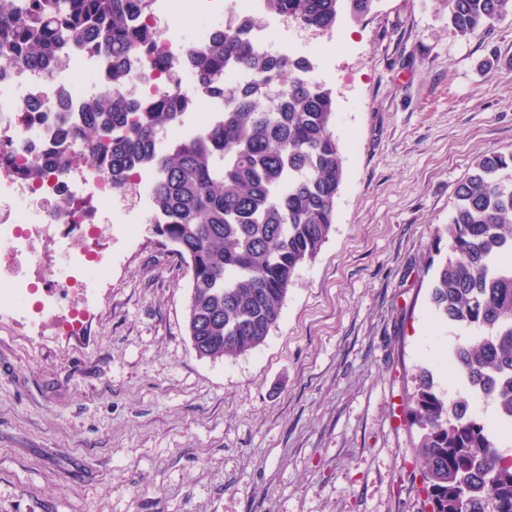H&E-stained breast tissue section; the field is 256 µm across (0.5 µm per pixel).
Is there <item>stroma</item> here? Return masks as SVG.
<instances>
[{
	"label": "stroma",
	"instance_id": "35a3bbf8",
	"mask_svg": "<svg viewBox=\"0 0 512 512\" xmlns=\"http://www.w3.org/2000/svg\"><path fill=\"white\" fill-rule=\"evenodd\" d=\"M296 50L333 91L345 174L276 327L199 358L152 225L113 226L85 296L56 288L50 228L27 310L0 318V512H425L404 403L461 334L429 314L436 231L477 156L512 151V16L465 38L432 0H378Z\"/></svg>",
	"mask_w": 512,
	"mask_h": 512
}]
</instances>
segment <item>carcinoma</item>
<instances>
[{
    "instance_id": "1",
    "label": "carcinoma",
    "mask_w": 512,
    "mask_h": 512,
    "mask_svg": "<svg viewBox=\"0 0 512 512\" xmlns=\"http://www.w3.org/2000/svg\"><path fill=\"white\" fill-rule=\"evenodd\" d=\"M266 11L325 33L345 16L359 21L376 0H265ZM460 36L512 14V0H433ZM151 0H0V61L17 68L58 64L70 49L103 56L112 90L66 112L56 150L21 163L32 179L53 169L69 144L106 172L112 187L140 170L153 173L155 232L175 247L190 274L186 329L201 358H236L261 346L277 325L296 269L327 239L344 178L332 131L331 88L308 74L305 57L273 56L251 37L253 18L228 16L212 42L193 51L202 94L224 104L209 129L155 147L164 128L182 121L190 99L169 90L144 104L123 94L128 59L154 49L141 22ZM233 72L251 79L231 84ZM275 86L285 93L274 95ZM448 255L429 303L434 316L466 330L448 370L471 394L496 405L481 417L466 400L450 401L431 371L419 370L407 401L419 431L415 455L431 512H512V152H487L458 184L448 224Z\"/></svg>"
}]
</instances>
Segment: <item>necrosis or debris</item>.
Listing matches in <instances>:
<instances>
[{"mask_svg": "<svg viewBox=\"0 0 512 512\" xmlns=\"http://www.w3.org/2000/svg\"><path fill=\"white\" fill-rule=\"evenodd\" d=\"M260 0H154L146 19L157 51L163 53L180 75L182 92H190L194 79L192 45L211 42L215 28L210 20L229 12L249 15ZM186 17L196 25L193 43L171 34L174 19ZM81 70L85 84L98 91L109 90L112 76L101 60H90L80 52L68 54L66 65L47 71L19 70L0 65V147L16 155L33 156L54 148L58 128L57 104L62 95L73 94L70 75ZM166 76L156 67L152 54L133 52L124 89L140 100L152 101L165 86ZM67 194L68 207L51 206V198ZM116 191L110 180L91 167L68 165L30 180L0 165V266L13 269L12 278L0 283V313L24 310L29 285L25 266L36 264L40 254L34 243L40 229L67 226L77 229L80 243L64 247L65 270L59 287L90 285L112 268L109 244L100 242L97 226L102 215L111 213Z\"/></svg>", "mask_w": 512, "mask_h": 512, "instance_id": "obj_1", "label": "necrosis or debris"}]
</instances>
